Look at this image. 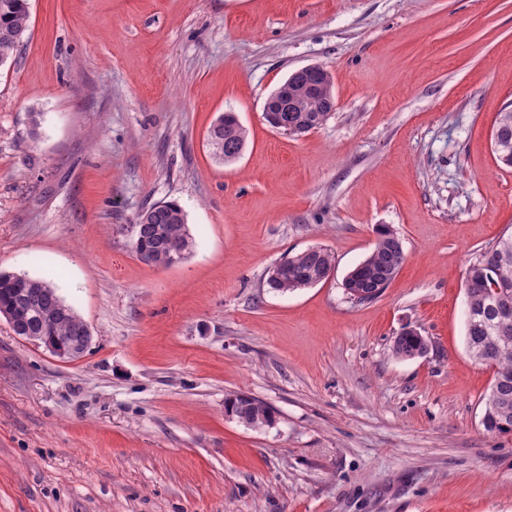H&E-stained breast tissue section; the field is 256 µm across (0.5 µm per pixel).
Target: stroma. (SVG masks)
Instances as JSON below:
<instances>
[{
  "mask_svg": "<svg viewBox=\"0 0 512 512\" xmlns=\"http://www.w3.org/2000/svg\"><path fill=\"white\" fill-rule=\"evenodd\" d=\"M0 67V270L51 279L93 334L64 361L0 319V512H512V436L481 419L467 269L512 233L492 130L512 105V0H29ZM335 103L264 119L308 65ZM232 112L242 155L210 153ZM39 115L40 127L31 124ZM38 137H31V129ZM175 201L194 238L141 261ZM404 265L358 303L377 226ZM327 280L269 288L284 255ZM428 352L400 359L405 326ZM244 393L273 426L224 413ZM232 112L220 114L211 124L207 145L212 154L224 163L232 162L238 151L245 145L246 131ZM139 233V247L153 256L152 265L167 267V250L180 246L184 251L183 259L190 254L194 239L191 235L186 215L176 202L154 204L139 214L135 224ZM180 250L172 249L168 263L175 265L182 259ZM334 267V255L317 246V249H307L283 258L279 273L276 277L269 275L268 282L278 291H295L301 286L326 280Z\"/></svg>",
  "mask_w": 512,
  "mask_h": 512,
  "instance_id": "obj_1",
  "label": "stroma"
}]
</instances>
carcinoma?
I'll return each mask as SVG.
<instances>
[{
  "mask_svg": "<svg viewBox=\"0 0 512 512\" xmlns=\"http://www.w3.org/2000/svg\"><path fill=\"white\" fill-rule=\"evenodd\" d=\"M29 22V0H0V66L7 63L24 42ZM328 72L298 74L281 84L283 91L270 100V109L288 110L301 120L298 134L318 128L332 111L324 93ZM246 131L232 112L220 114L211 124L207 145L212 154L229 163L245 145ZM497 160L512 168V110L500 114L493 132ZM139 247L153 257L154 265L167 266V250L180 246L190 254L194 239L186 215L175 202L154 204L139 214L136 222ZM473 276L465 286L470 303L467 311L466 343L469 353L493 369L490 392L482 418L484 431L492 436L512 434V236L501 238L481 251L471 263ZM335 267V257L327 249H307L282 260L279 273L268 278L269 285L281 292L320 283ZM400 272L399 244L385 236L374 243L361 266L352 269L355 288L350 296L358 302L379 298ZM55 289L50 281L26 277L21 285L16 275L0 271V306L17 312L15 325L36 335L42 327L37 307L46 290ZM70 314L49 330V335L64 343L79 344L82 323L69 307ZM426 341L417 333L394 337L392 350L400 358H413ZM232 417L247 427H269L275 422L273 409L261 400L237 394L229 400Z\"/></svg>",
  "mask_w": 512,
  "mask_h": 512,
  "instance_id": "obj_1",
  "label": "carcinoma"
}]
</instances>
